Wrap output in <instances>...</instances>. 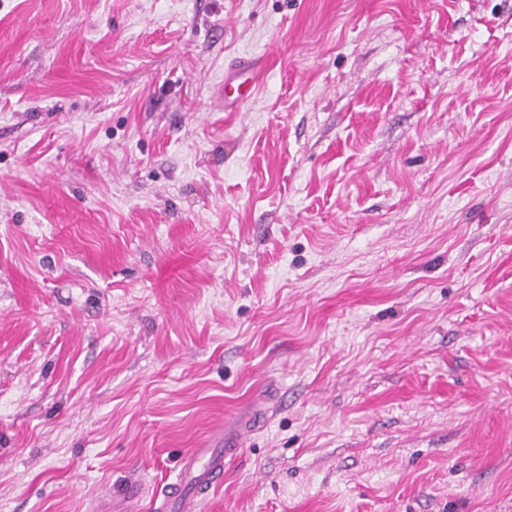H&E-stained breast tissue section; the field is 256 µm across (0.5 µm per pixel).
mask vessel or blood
Returning <instances> with one entry per match:
<instances>
[{"label":"vessel or blood","mask_w":512,"mask_h":512,"mask_svg":"<svg viewBox=\"0 0 512 512\" xmlns=\"http://www.w3.org/2000/svg\"><path fill=\"white\" fill-rule=\"evenodd\" d=\"M248 64H240L224 80V108L235 112L255 91ZM230 451L224 446L223 430L214 431L201 447L189 449L176 464L175 479L160 494L146 495L142 484L129 483L122 507L98 500L95 512H199L208 493L224 483V462Z\"/></svg>","instance_id":"b4317fda"}]
</instances>
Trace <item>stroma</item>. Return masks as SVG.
I'll return each mask as SVG.
<instances>
[{
	"label": "stroma",
	"instance_id": "35a3bbf8",
	"mask_svg": "<svg viewBox=\"0 0 512 512\" xmlns=\"http://www.w3.org/2000/svg\"><path fill=\"white\" fill-rule=\"evenodd\" d=\"M218 425L202 512H512V0H0V512ZM250 72V66L243 63L224 79V111H238L240 106L252 96L255 85L251 75L240 81L243 74Z\"/></svg>",
	"mask_w": 512,
	"mask_h": 512
}]
</instances>
